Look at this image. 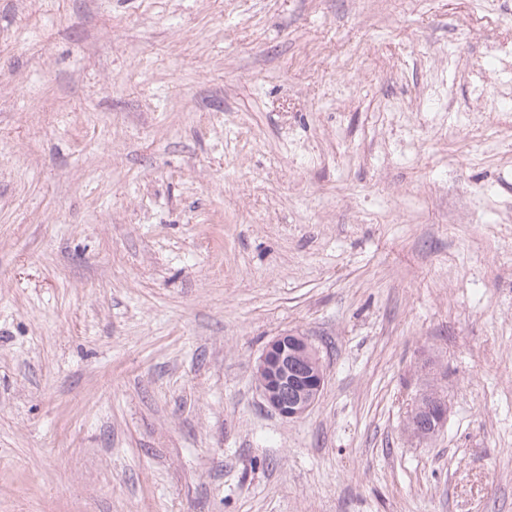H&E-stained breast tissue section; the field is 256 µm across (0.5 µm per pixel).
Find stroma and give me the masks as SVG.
<instances>
[{
  "label": "stroma",
  "mask_w": 512,
  "mask_h": 512,
  "mask_svg": "<svg viewBox=\"0 0 512 512\" xmlns=\"http://www.w3.org/2000/svg\"><path fill=\"white\" fill-rule=\"evenodd\" d=\"M0 512H512V0H0ZM306 369L297 372L298 363ZM255 380L265 405L283 419L302 418L319 399L325 373L315 347L306 336L283 333L265 346L256 368ZM288 386L296 397L288 401ZM413 415L417 416L411 421L416 430L423 431V433L429 432L426 422L418 418L427 419L431 425V430H438L448 420L447 400L431 396L424 401H419L415 406Z\"/></svg>",
  "instance_id": "1"
}]
</instances>
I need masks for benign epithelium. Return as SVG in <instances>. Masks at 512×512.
Here are the masks:
<instances>
[{
    "instance_id": "benign-epithelium-1",
    "label": "benign epithelium",
    "mask_w": 512,
    "mask_h": 512,
    "mask_svg": "<svg viewBox=\"0 0 512 512\" xmlns=\"http://www.w3.org/2000/svg\"><path fill=\"white\" fill-rule=\"evenodd\" d=\"M255 380L265 405L289 421L302 418L319 399L325 373L315 347L297 333H283L265 346ZM414 415L437 430L448 420L447 400L431 396L417 402Z\"/></svg>"
}]
</instances>
